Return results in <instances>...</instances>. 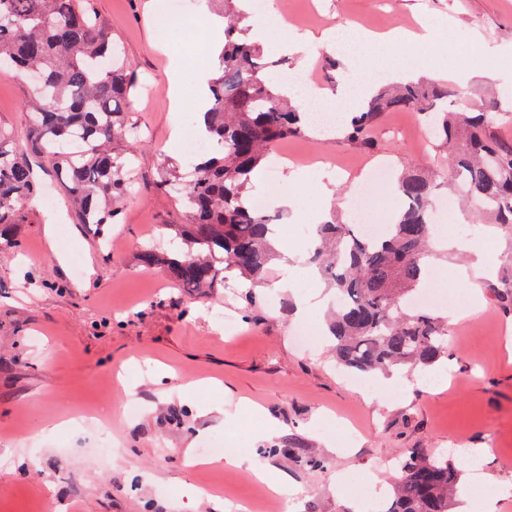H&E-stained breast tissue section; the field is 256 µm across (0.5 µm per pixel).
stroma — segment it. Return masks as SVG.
<instances>
[{
    "mask_svg": "<svg viewBox=\"0 0 512 512\" xmlns=\"http://www.w3.org/2000/svg\"><path fill=\"white\" fill-rule=\"evenodd\" d=\"M135 78L126 106L139 135L135 191L120 204L117 223H74L54 174L26 204L16 247H0V512H362L364 494L341 492L353 476L374 474L411 448L447 452L461 471L454 495L512 481V356L495 329L512 324L487 286L437 274L429 285L448 297L476 295L468 315L451 325L448 358L436 365L439 384L400 371L398 385L381 376L350 383L326 336L302 347L291 328L324 325L326 310L304 317L298 295L280 288L272 264L268 287L249 289L238 272L204 293L179 288L144 266L141 250L158 243L160 227L184 223L174 200L155 187L162 164L186 162L184 147L168 144L172 122L196 126L191 108L171 112L169 81L193 100L200 69L214 65L207 29L219 5L203 0H94ZM290 24L299 39L339 25L372 30L440 21L453 41L441 57L451 72L471 52L493 79L462 84L466 101L494 98L512 110V0H295ZM279 70L306 66L320 87L334 91L384 72L375 49L362 47L356 64L313 51L266 50ZM24 84L0 76V124L11 147L24 146L29 116ZM419 121L386 114L373 132L375 150L321 130L281 144L303 165L319 168L306 198L316 208L323 188L339 202L337 218L357 224L362 213L384 223L374 198L380 168L394 171L440 160L436 139L415 142ZM435 194L444 234L481 241L474 221ZM95 425H84L87 414ZM112 453L97 450V434ZM223 441L242 466H187L181 450ZM483 448V461L467 459ZM320 459L319 467L308 464ZM264 466L283 482L273 492L253 474Z\"/></svg>",
    "mask_w": 512,
    "mask_h": 512,
    "instance_id": "stroma-1",
    "label": "stroma"
}]
</instances>
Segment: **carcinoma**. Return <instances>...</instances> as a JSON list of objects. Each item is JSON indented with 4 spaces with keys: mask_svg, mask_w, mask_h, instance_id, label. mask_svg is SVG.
<instances>
[{
    "mask_svg": "<svg viewBox=\"0 0 512 512\" xmlns=\"http://www.w3.org/2000/svg\"><path fill=\"white\" fill-rule=\"evenodd\" d=\"M219 77L210 86L207 135L211 150L185 170L167 161L157 187L172 193L187 223L168 224L174 250L149 245L141 263L163 270L194 292L224 282V267L253 283L265 279L274 249L269 237L280 220L275 209L251 206L252 171L275 145L304 133L309 115L274 92L272 64L240 37L234 21L224 26ZM41 78L29 99L27 148L9 150L0 125V245L16 243L25 223L23 203L38 185L28 154L43 158L74 205L79 224H115L119 203L131 192L125 177L135 152L134 128L125 105L134 77L116 55L115 42L92 0H0V74ZM461 91L446 82L408 81L375 94L344 121V138L376 146L370 131L387 112L411 111L433 127L447 153L448 172L408 168L395 177L402 207L379 241L353 224L316 228L320 245L310 256L336 297L329 324L336 366L371 373L399 366L426 371L448 357V319L408 305L433 255L428 211L437 178L456 186L479 225L489 222L509 241L504 267L488 284L496 301L512 311V137L494 121L512 122L495 101L452 108ZM127 148L116 151L112 143ZM385 512H450V495L461 472L446 458L411 448L399 462Z\"/></svg>",
    "mask_w": 512,
    "mask_h": 512,
    "instance_id": "carcinoma-1",
    "label": "carcinoma"
}]
</instances>
